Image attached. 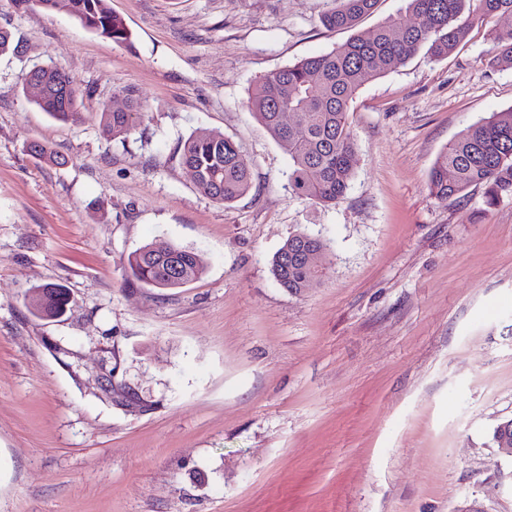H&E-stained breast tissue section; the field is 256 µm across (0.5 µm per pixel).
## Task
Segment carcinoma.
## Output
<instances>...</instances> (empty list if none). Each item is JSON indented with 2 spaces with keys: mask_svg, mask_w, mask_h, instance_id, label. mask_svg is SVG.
I'll return each instance as SVG.
<instances>
[{
  "mask_svg": "<svg viewBox=\"0 0 512 512\" xmlns=\"http://www.w3.org/2000/svg\"><path fill=\"white\" fill-rule=\"evenodd\" d=\"M342 7L324 16L336 28H353L372 13L378 0H341ZM64 10L91 32L116 43H128L131 33L112 14L108 0H29ZM412 19L389 18L368 36H355L333 50L302 59L266 76L249 93L247 104L292 162L294 193L319 204L345 196L353 177L356 143L348 122L350 105L366 83L403 65L420 51L432 59L447 57L464 40L469 24L489 16L512 18V0H408ZM465 21H460L461 17ZM493 64L512 63V27L493 36ZM47 93L37 105L57 120L78 119V86L73 76L54 66L41 69ZM143 105L131 91L113 97L101 111L103 132L116 139L134 130ZM30 151L45 163L66 159L40 144ZM182 164L195 170V183L205 196L229 204L251 187V168L235 141L222 135L197 133L181 142ZM485 187L486 204L512 198V109L495 112L474 123L448 144L429 174L430 194L439 199L458 196L472 186ZM315 237L298 233L278 250L271 273L291 294L300 295L321 283L322 270L304 257ZM126 270L152 288H177L198 279L203 266L198 255L172 244H146L127 258ZM46 291L42 311L49 318L64 313L68 291L61 284Z\"/></svg>",
  "mask_w": 512,
  "mask_h": 512,
  "instance_id": "1",
  "label": "carcinoma"
}]
</instances>
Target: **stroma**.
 <instances>
[{
  "label": "stroma",
  "mask_w": 512,
  "mask_h": 512,
  "mask_svg": "<svg viewBox=\"0 0 512 512\" xmlns=\"http://www.w3.org/2000/svg\"><path fill=\"white\" fill-rule=\"evenodd\" d=\"M109 5L130 43L0 0L23 43L0 55V512H512V457L492 440L512 418V198L428 189L464 128L512 109V64L489 62L503 20L362 86L354 177L324 206L294 194L248 94L407 0L352 31L321 23L337 0ZM37 65L76 79L79 122L35 103ZM129 89L145 115L120 142L100 113ZM199 131L251 164L232 205L179 160ZM299 232L326 250L321 284L294 296L270 264ZM155 241L194 251L201 278L131 283L128 255ZM46 283L69 290L61 318L27 305Z\"/></svg>",
  "instance_id": "stroma-1"
}]
</instances>
